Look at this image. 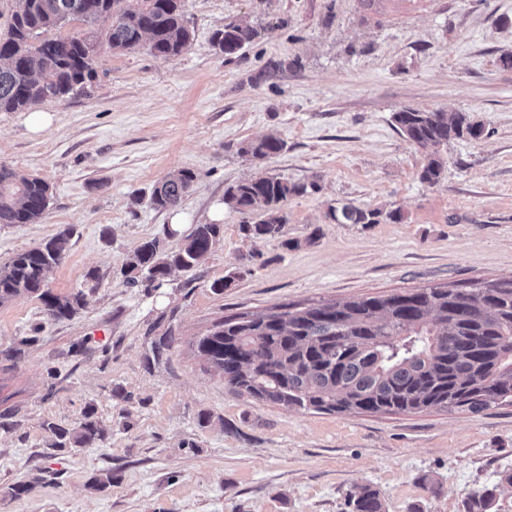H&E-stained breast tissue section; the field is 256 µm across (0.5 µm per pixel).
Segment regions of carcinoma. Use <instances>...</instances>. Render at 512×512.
Returning <instances> with one entry per match:
<instances>
[{"label":"carcinoma","instance_id":"carcinoma-1","mask_svg":"<svg viewBox=\"0 0 512 512\" xmlns=\"http://www.w3.org/2000/svg\"><path fill=\"white\" fill-rule=\"evenodd\" d=\"M18 0L8 30L0 36V112L34 108L84 89L97 76L100 42L45 37L77 20L92 25L112 18L104 40L115 52L147 48L164 60L178 57L192 39L184 0ZM261 29L242 19L215 30L211 46L224 57L238 55ZM394 128L426 156L420 180L430 186L443 178L442 148L454 140H478L482 122L465 112L404 107L392 113ZM285 143L274 136L242 144L239 153L264 159ZM196 180L177 169L155 187L150 204L176 208ZM316 189L314 183L254 176L227 188L224 201L248 217L242 230L254 241L281 235L288 199ZM50 205V187L40 178L0 164V224H38ZM338 224L399 222V210L362 208L352 203L329 208ZM218 224H197L174 249L157 237L143 241L122 268L126 283L163 287L176 272H190L215 247ZM69 231L15 253L0 264V306L17 296L37 297L49 319H70L84 306L82 294L57 295L48 287L59 266ZM224 333L201 337L197 351L236 393L307 411L417 413L436 409L480 414L512 405V280L473 288H420L390 295L318 303L303 309L288 305L249 317L224 319ZM33 335L0 350L17 361L38 341ZM51 447H94L104 439L95 410L84 412L74 428L46 420ZM512 489V470L473 493L465 512H493L497 496ZM352 512H385L378 490L364 485L351 496Z\"/></svg>","mask_w":512,"mask_h":512}]
</instances>
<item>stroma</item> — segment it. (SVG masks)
Listing matches in <instances>:
<instances>
[{
    "label": "stroma",
    "instance_id": "1",
    "mask_svg": "<svg viewBox=\"0 0 512 512\" xmlns=\"http://www.w3.org/2000/svg\"><path fill=\"white\" fill-rule=\"evenodd\" d=\"M185 12L193 37L179 57L105 46L86 91L42 104L45 129L0 112V163L51 191L41 223L0 224V263L69 231L49 286L84 298L58 322L30 296L0 306V349L42 328L20 362L0 359V512H351L364 484L385 512H464L512 469L511 405L289 409L225 388L196 343L224 318L279 305L512 278V0H185ZM241 17L261 37L237 57L215 53L214 30ZM404 107L468 112L485 134L450 143L430 186L424 152L391 122ZM269 134L279 154L240 155ZM179 168L193 187L177 210L153 209ZM256 174L317 185L284 206L282 238L251 241L224 202ZM344 203L402 219H327ZM196 224L224 227L198 267L157 290L124 284L144 239L168 228L173 248ZM118 386L127 400L113 399ZM90 407L104 440L50 448L43 422L72 428ZM107 471L112 484L89 490ZM19 482L29 491L5 496Z\"/></svg>",
    "mask_w": 512,
    "mask_h": 512
}]
</instances>
